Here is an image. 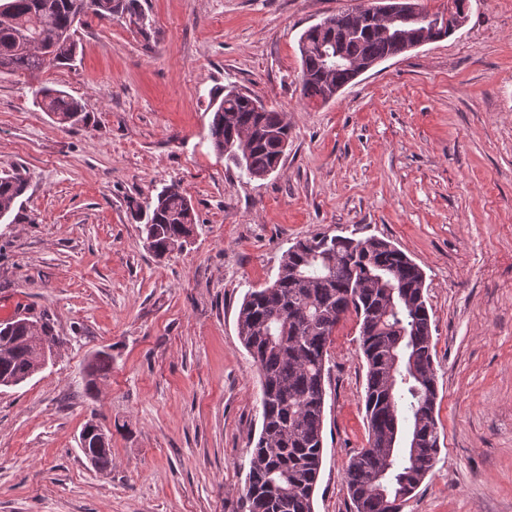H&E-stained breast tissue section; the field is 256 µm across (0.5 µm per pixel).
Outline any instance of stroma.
<instances>
[{
  "instance_id": "obj_1",
  "label": "stroma",
  "mask_w": 512,
  "mask_h": 512,
  "mask_svg": "<svg viewBox=\"0 0 512 512\" xmlns=\"http://www.w3.org/2000/svg\"><path fill=\"white\" fill-rule=\"evenodd\" d=\"M145 29L86 16L70 64L0 75V174L27 182L0 222V308L48 318L57 359L0 387V512H243L260 378L237 332L249 288L317 233L377 237L426 273L440 452L403 512H512V0H469L452 36L383 61L315 104L300 35L359 0H140ZM46 84L81 100L62 128ZM237 86L282 112L288 148L251 179L208 138ZM175 184L195 210L182 253L143 244L132 202ZM355 319L329 348L314 512H354L366 447ZM112 370L86 387L92 354ZM112 432V468L80 450ZM35 99L37 106L58 124L72 128L88 122L85 106L62 89L40 86Z\"/></svg>"
}]
</instances>
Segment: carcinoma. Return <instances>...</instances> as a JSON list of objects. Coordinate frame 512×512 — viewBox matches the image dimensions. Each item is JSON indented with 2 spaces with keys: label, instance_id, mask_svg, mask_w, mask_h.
Masks as SVG:
<instances>
[{
  "label": "carcinoma",
  "instance_id": "carcinoma-1",
  "mask_svg": "<svg viewBox=\"0 0 512 512\" xmlns=\"http://www.w3.org/2000/svg\"><path fill=\"white\" fill-rule=\"evenodd\" d=\"M73 0H0V73L31 76L68 64L76 55L80 20ZM100 19L118 14L140 28L139 0H87ZM328 35L311 27L300 37L302 96L319 99L347 84V68L328 70L327 42L347 63L381 62L407 52L421 31L450 36L449 21L423 28L409 14L383 31L351 11L334 15ZM37 106L56 123L88 122L85 106L66 91L43 85ZM250 94L234 88L213 96L209 139L218 156L251 179L278 168L289 125L274 109L257 112ZM27 188L19 176H0V220ZM147 249L158 259L187 245L195 224L189 198L171 184L135 204ZM423 269L390 242L318 234L282 255L276 278L244 295L238 336L257 366L262 425L242 490L245 512H314L323 456L326 359L337 326L356 318L367 364L365 410L369 447L348 461L344 479L355 512H402L434 467L440 449L435 416L431 317ZM23 319L0 322V384L30 379L37 351L27 345ZM112 371V352L97 350L87 365L88 388Z\"/></svg>",
  "mask_w": 512,
  "mask_h": 512
}]
</instances>
